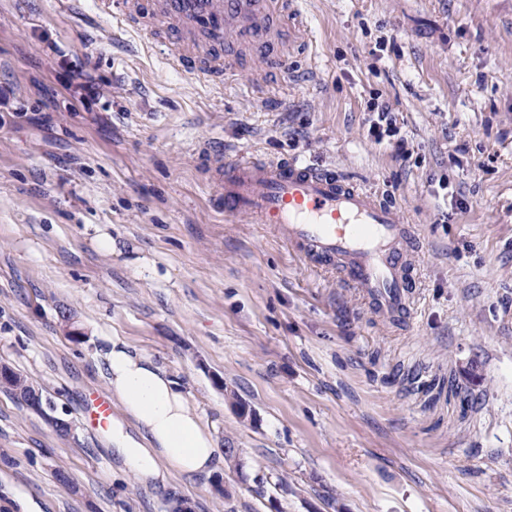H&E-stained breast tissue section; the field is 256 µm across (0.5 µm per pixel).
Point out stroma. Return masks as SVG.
<instances>
[{
    "label": "stroma",
    "instance_id": "1",
    "mask_svg": "<svg viewBox=\"0 0 512 512\" xmlns=\"http://www.w3.org/2000/svg\"><path fill=\"white\" fill-rule=\"evenodd\" d=\"M299 8L287 70L219 86L95 0H0V366L72 425L0 389V512H512V0ZM374 102L407 156L367 138ZM214 143L392 199L408 318L225 217ZM105 336L164 365L242 469L142 486L87 420ZM3 370L10 372L11 377H12L11 385L14 386V388L10 387V386H2V387L5 389L6 392H9L10 394H12L17 400L26 403V399H27L26 397L30 393H34L35 394L36 392H38L30 384L28 379L24 375H22L21 373L16 372V371L12 370L11 368H9L7 366H3ZM16 389H21V392L18 393L16 391ZM38 397H39L41 403H44L43 402V398H42V393L40 391L38 392ZM40 401L37 399V397H32V398H30L28 400L26 405L31 410H33V411H35V412L45 416L48 419V421L57 430H59L61 432H67L70 429V427H71V423L68 420L64 419V418L55 416L54 413L56 412V408L49 409L51 414L48 413L47 410L42 406ZM44 404L47 405V406L52 407L50 401L46 400Z\"/></svg>",
    "mask_w": 512,
    "mask_h": 512
}]
</instances>
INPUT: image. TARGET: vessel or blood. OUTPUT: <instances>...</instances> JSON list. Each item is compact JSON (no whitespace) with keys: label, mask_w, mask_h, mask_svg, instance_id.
Returning <instances> with one entry per match:
<instances>
[{"label":"vessel or blood","mask_w":512,"mask_h":512,"mask_svg":"<svg viewBox=\"0 0 512 512\" xmlns=\"http://www.w3.org/2000/svg\"><path fill=\"white\" fill-rule=\"evenodd\" d=\"M98 7L151 21L150 37L171 40L173 68L228 79L252 50L267 69L286 70L287 48L303 26L296 0H98ZM208 157L226 216L274 225L300 255L343 273L377 309L406 317L415 277L411 235L393 204L298 160H229L220 147Z\"/></svg>","instance_id":"vessel-or-blood-1"}]
</instances>
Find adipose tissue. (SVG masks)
Here are the masks:
<instances>
[{"mask_svg":"<svg viewBox=\"0 0 512 512\" xmlns=\"http://www.w3.org/2000/svg\"><path fill=\"white\" fill-rule=\"evenodd\" d=\"M100 371L122 415L112 423V447L143 486L167 488L172 476L211 473L222 455L182 386L151 356L111 337ZM132 430H125V423Z\"/></svg>","mask_w":512,"mask_h":512,"instance_id":"ef3b65f1","label":"adipose tissue"}]
</instances>
